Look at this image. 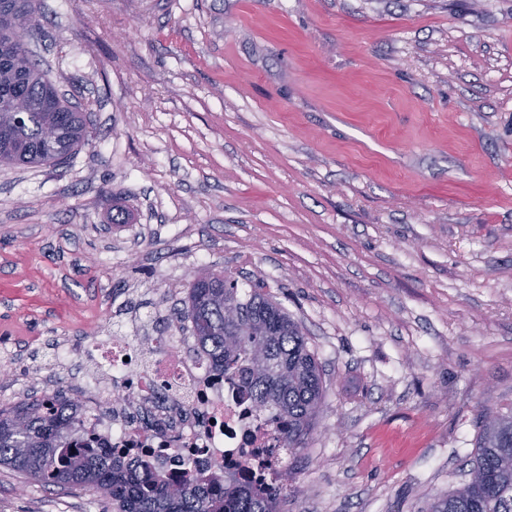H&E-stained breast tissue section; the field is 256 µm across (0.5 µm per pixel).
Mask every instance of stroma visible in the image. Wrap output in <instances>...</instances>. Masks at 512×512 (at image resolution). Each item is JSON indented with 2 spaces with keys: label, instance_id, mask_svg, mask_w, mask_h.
Instances as JSON below:
<instances>
[{
  "label": "stroma",
  "instance_id": "1",
  "mask_svg": "<svg viewBox=\"0 0 512 512\" xmlns=\"http://www.w3.org/2000/svg\"><path fill=\"white\" fill-rule=\"evenodd\" d=\"M82 112L0 166V408L198 271L261 279L326 397L280 512H426L512 410V0H34ZM130 212L116 224V210ZM0 466V512H102Z\"/></svg>",
  "mask_w": 512,
  "mask_h": 512
}]
</instances>
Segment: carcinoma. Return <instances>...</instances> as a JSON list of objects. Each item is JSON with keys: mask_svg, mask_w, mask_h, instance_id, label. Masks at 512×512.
Instances as JSON below:
<instances>
[{"mask_svg": "<svg viewBox=\"0 0 512 512\" xmlns=\"http://www.w3.org/2000/svg\"><path fill=\"white\" fill-rule=\"evenodd\" d=\"M37 27L32 0H0V166H57L60 153L89 142L85 113L61 107L29 113L10 124L16 99H42L51 83L32 59L28 42ZM181 320L192 324L197 345L266 417L288 450L303 448L324 398L322 376L306 337L288 313L256 284L239 296L236 280L219 272L196 276ZM77 404H34L0 409V465L62 489L87 490L112 512H279L286 483L261 487L228 481L213 494L191 484L174 486L148 472V464L123 462L87 441L61 447L77 422ZM428 512H512V413L485 411L477 448L462 486L436 498Z\"/></svg>", "mask_w": 512, "mask_h": 512, "instance_id": "carcinoma-1", "label": "carcinoma"}]
</instances>
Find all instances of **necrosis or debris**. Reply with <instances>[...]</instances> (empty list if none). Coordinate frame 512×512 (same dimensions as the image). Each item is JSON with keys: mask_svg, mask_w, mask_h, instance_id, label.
Wrapping results in <instances>:
<instances>
[{"mask_svg": "<svg viewBox=\"0 0 512 512\" xmlns=\"http://www.w3.org/2000/svg\"><path fill=\"white\" fill-rule=\"evenodd\" d=\"M57 371L80 404L66 444L89 437L106 451L126 449L130 460L148 448L151 469L210 492L250 478L254 461L265 463V480L283 471L287 451L274 430L190 337L110 333L81 362L60 355Z\"/></svg>", "mask_w": 512, "mask_h": 512, "instance_id": "4bbe7bcc", "label": "necrosis or debris"}]
</instances>
